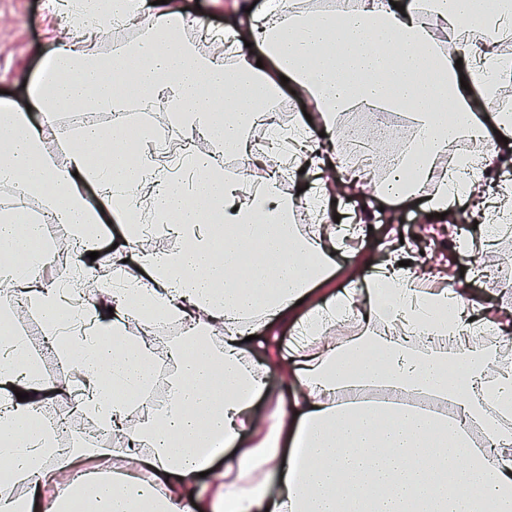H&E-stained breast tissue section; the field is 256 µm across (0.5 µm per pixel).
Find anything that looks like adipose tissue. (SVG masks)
I'll list each match as a JSON object with an SVG mask.
<instances>
[{
	"mask_svg": "<svg viewBox=\"0 0 512 512\" xmlns=\"http://www.w3.org/2000/svg\"><path fill=\"white\" fill-rule=\"evenodd\" d=\"M143 9V0H105L99 9L74 0L71 23L95 39L103 26L136 23ZM191 23L167 0L153 9L144 37L107 62L63 46L28 100L45 114L150 109L164 99L169 122L207 127L225 151L247 156L237 180L225 179L217 157L197 152L185 156L182 178L171 177L146 151L94 126L82 138L95 153L74 150L59 165L45 155L42 126L0 106V184L46 191L50 212L77 236L104 221L89 192L106 196L119 215L134 193L153 202L151 220L167 219L185 242L163 255L137 252L142 230L124 226L112 264L125 285L105 292L112 314L97 315L94 335L57 341L68 355L81 348L80 407L111 429L116 449L56 450L51 429L31 420L33 399L48 386L24 340L0 344V458L11 476L34 482L26 496L1 499L0 512H512V356L495 344L512 323L491 317L455 277L424 287L411 244L366 287L330 288L327 257L355 259L363 215L296 239L266 153L252 152L244 120L220 113L245 97L307 98L311 120L305 133H293L292 152L296 168L316 179L311 202L321 213L336 198L334 182L370 183L364 166L344 158L336 114L407 113L414 137L406 165L376 199H410L412 170L436 181L430 213L456 212L465 194L475 220L512 221V191L498 185L501 140L512 138V114L498 107L512 86V56L499 49L512 37V0H407L401 11L389 0H351L337 16L271 6L225 25V39L240 48L231 66L183 39ZM432 70L443 81L425 82ZM445 97L453 104L447 113L436 106ZM462 135L472 149L438 175L440 156ZM41 240L39 225L0 219V284L31 292L53 329L75 311L57 289L26 275L42 256ZM125 310L194 325L192 336L161 349L177 360L173 400L162 412L127 402L151 380L161 350L148 337L126 336ZM285 326L286 343L278 334ZM479 330L495 340L472 343ZM273 367L285 377L274 391ZM370 387L427 392L443 407L358 397ZM20 391L27 400L17 399ZM117 391L124 399H114ZM261 399L271 408L262 421L254 411ZM54 451L75 472L68 482L38 479ZM205 470L210 481L196 485ZM272 478L273 498L264 491Z\"/></svg>",
	"mask_w": 512,
	"mask_h": 512,
	"instance_id": "1",
	"label": "adipose tissue"
}]
</instances>
